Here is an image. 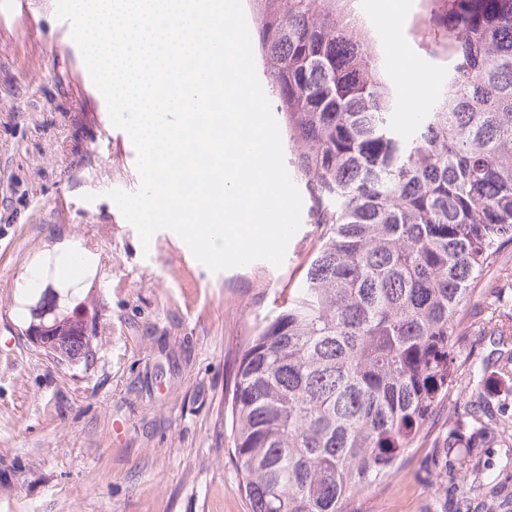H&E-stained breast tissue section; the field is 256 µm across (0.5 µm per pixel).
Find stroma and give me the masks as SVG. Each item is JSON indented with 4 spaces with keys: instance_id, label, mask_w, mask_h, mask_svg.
I'll return each instance as SVG.
<instances>
[{
    "instance_id": "obj_1",
    "label": "stroma",
    "mask_w": 512,
    "mask_h": 512,
    "mask_svg": "<svg viewBox=\"0 0 512 512\" xmlns=\"http://www.w3.org/2000/svg\"><path fill=\"white\" fill-rule=\"evenodd\" d=\"M351 18L378 27V65L399 92L411 133L448 79V52L433 24L448 0H345ZM55 0L0 16V512H252L231 452L224 393L243 344L298 287L317 232L302 222L281 266L265 260L219 272L173 231L150 246L107 198L137 191L136 150L106 102L80 79L82 54L51 47ZM426 79L409 90L406 71ZM72 237L96 271L60 313L84 307L93 357L60 364L28 338L16 288L50 243ZM490 316L471 305L461 354L488 359V391L508 382L497 360L512 335L477 331ZM429 445L351 512H457L455 482L483 469L493 488L471 512H512V465L499 446L454 449V476L436 472Z\"/></svg>"
}]
</instances>
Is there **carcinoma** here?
<instances>
[{"instance_id":"carcinoma-1","label":"carcinoma","mask_w":512,"mask_h":512,"mask_svg":"<svg viewBox=\"0 0 512 512\" xmlns=\"http://www.w3.org/2000/svg\"><path fill=\"white\" fill-rule=\"evenodd\" d=\"M451 71L403 133L366 31L336 0H248L250 33L320 232L299 288L247 337L228 399L253 512H347L427 442L457 382L483 398L474 440L512 441L462 323L512 246V0H454ZM64 350L93 357L73 323Z\"/></svg>"}]
</instances>
